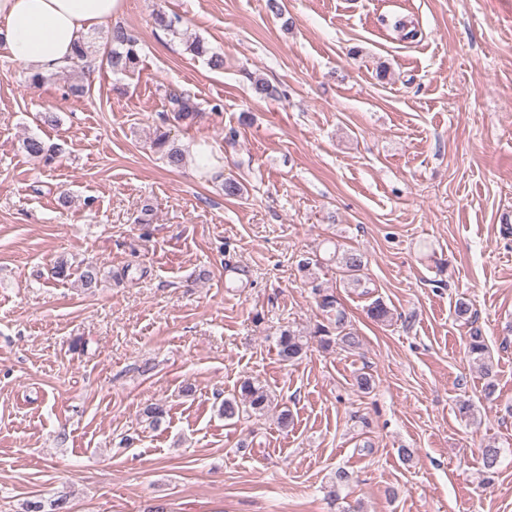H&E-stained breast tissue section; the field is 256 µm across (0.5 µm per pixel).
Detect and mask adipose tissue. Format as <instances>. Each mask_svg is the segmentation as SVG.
<instances>
[{
	"mask_svg": "<svg viewBox=\"0 0 512 512\" xmlns=\"http://www.w3.org/2000/svg\"><path fill=\"white\" fill-rule=\"evenodd\" d=\"M124 0H0V45L11 58L47 72L67 65L75 43L121 12Z\"/></svg>",
	"mask_w": 512,
	"mask_h": 512,
	"instance_id": "1",
	"label": "adipose tissue"
}]
</instances>
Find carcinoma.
<instances>
[{"mask_svg": "<svg viewBox=\"0 0 512 512\" xmlns=\"http://www.w3.org/2000/svg\"><path fill=\"white\" fill-rule=\"evenodd\" d=\"M186 51L195 57L207 58L208 65L213 69L224 68V57L211 51L200 39L194 38L186 41ZM103 60L114 74L126 75L138 68L140 56L137 43L124 27L116 25L111 29L104 47ZM251 88L255 97L260 99L273 97L276 94V88L260 77L251 79ZM167 100L169 110L173 112L174 118L178 121H192L200 112L195 95L188 91H171L167 95ZM153 144L161 151L168 166L175 169L182 167L185 160L184 150L170 142L169 133L158 131ZM23 148L29 156L46 165L54 163L61 153L60 147L54 144L48 145L36 136L26 137L23 140ZM336 263L344 273L347 286L353 288L362 286L361 272L365 267L362 253L354 249L338 252L336 253ZM99 274V267L93 264L85 265L78 275L81 287L88 291L98 287ZM314 294L318 296L317 304L322 311L324 322L317 324L310 336L319 339V345L324 349L333 344L349 350L360 348L361 340L349 324L346 311L337 297L323 292V289L319 287L314 288ZM308 337L290 328L281 331L277 339L280 360L293 364L302 359L309 348ZM467 355L484 371V375L491 374L490 352L480 333L475 332L470 336ZM270 404L271 398L265 387L245 380L240 385V394L224 399L219 407V412L224 419L233 420L240 417V414L247 409L262 415L268 410ZM502 453L503 449L495 445L489 444L482 448L483 468L488 476L492 477L497 474ZM348 484V473L344 470H337L335 477L322 487L324 497L333 503L338 501Z\"/></svg>", "mask_w": 512, "mask_h": 512, "instance_id": "obj_1", "label": "carcinoma"}]
</instances>
